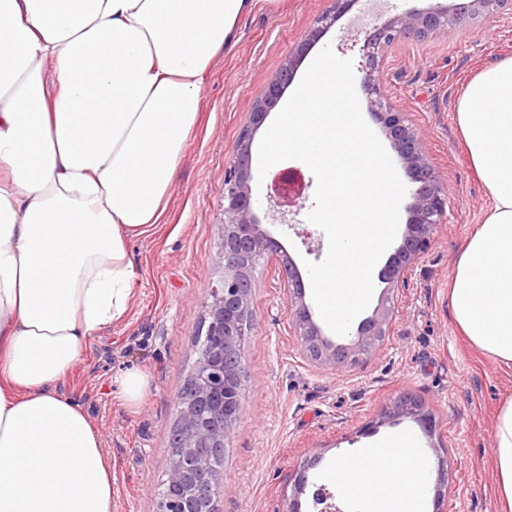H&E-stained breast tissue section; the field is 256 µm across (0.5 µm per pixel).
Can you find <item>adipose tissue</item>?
Listing matches in <instances>:
<instances>
[{
  "instance_id": "obj_1",
  "label": "adipose tissue",
  "mask_w": 512,
  "mask_h": 512,
  "mask_svg": "<svg viewBox=\"0 0 512 512\" xmlns=\"http://www.w3.org/2000/svg\"><path fill=\"white\" fill-rule=\"evenodd\" d=\"M254 0H0V512H112V463L58 384L127 313L128 245L161 223L201 85ZM458 127L491 200L458 252V330L512 368V58L463 90ZM512 512V396L497 411ZM331 475L365 512H425L416 437Z\"/></svg>"
}]
</instances>
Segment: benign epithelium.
Wrapping results in <instances>:
<instances>
[{
    "mask_svg": "<svg viewBox=\"0 0 512 512\" xmlns=\"http://www.w3.org/2000/svg\"><path fill=\"white\" fill-rule=\"evenodd\" d=\"M353 2L333 0L334 11L321 17V27L285 58L236 141L234 158L224 179L219 220L223 232L217 242L215 263L220 275L211 282L206 299L204 326L210 342L206 349L198 351L187 378L189 396L175 408L179 435L171 447L166 490L158 500V512H220L218 501L224 496V468L213 466V458L224 453L238 420L241 387L237 381L248 371V366L238 356L237 341L243 335L242 323L248 317L250 300L258 288L254 270L274 246L271 237L261 230L255 212L251 187L253 140L283 90L292 84L298 62L310 43ZM507 7H512V0H468L451 13L410 8L378 25L365 40L360 65L363 91L385 138L416 189L401 243L378 274L379 281L387 284L380 304L358 323L347 341L329 338L314 322L305 302L303 281L294 272L291 258L283 259L290 271L292 288L289 314L299 328L305 350L320 364L337 370L350 367L377 341L389 335L393 285L406 277L410 267L430 248L436 230L446 223L448 191L428 160L421 132L407 113L392 105L385 92L384 60L388 50L402 39L464 30L473 15L480 12L491 15ZM393 413L411 415L425 429L432 427L430 415L409 399L397 401Z\"/></svg>",
    "mask_w": 512,
    "mask_h": 512,
    "instance_id": "benign-epithelium-1",
    "label": "benign epithelium"
}]
</instances>
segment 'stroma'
<instances>
[{
    "label": "stroma",
    "instance_id": "obj_1",
    "mask_svg": "<svg viewBox=\"0 0 512 512\" xmlns=\"http://www.w3.org/2000/svg\"><path fill=\"white\" fill-rule=\"evenodd\" d=\"M460 0H354L312 47H332L342 59L361 61L372 33L369 10L379 20L407 9H451ZM332 0H255L242 16L233 44L207 73L201 124L191 134L176 172L169 208L160 224L130 241L137 272L123 319L93 338L61 391L79 401L102 436L112 461V512H157L174 422V401L197 349L215 279L221 234L224 176L241 128L284 59L315 28ZM512 57V10L478 14L468 30L403 40L385 58L392 103L422 131L428 156L450 187L447 222L428 252L394 288L388 336L360 364L340 371L307 357L288 311V282L280 255L297 268L322 261L328 242L308 213L316 180L302 162L271 167L253 183L262 228L281 246L254 271L253 328L244 342L249 377L239 420L224 455L221 512H285L295 477L307 474L340 512L350 506L328 472L354 459L376 439L413 434L427 466V512H497L492 454L496 415L512 394V369L471 345L454 325L448 285L458 250L490 202L476 179L457 124L465 84L485 67ZM290 170L305 185L293 214L280 216L269 195ZM147 376L140 399L122 397V374ZM408 397L430 412L433 433L409 417L382 421L385 410Z\"/></svg>",
    "mask_w": 512,
    "mask_h": 512
}]
</instances>
